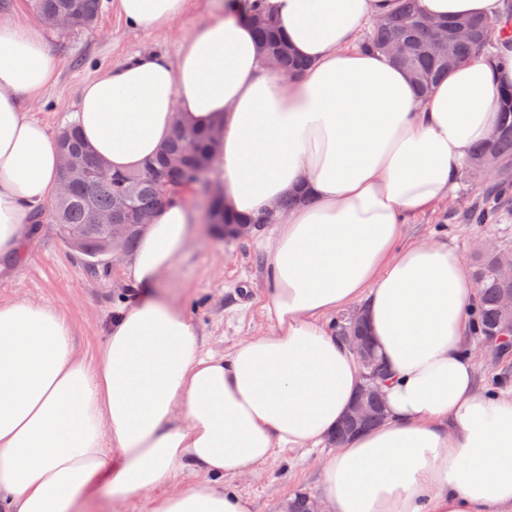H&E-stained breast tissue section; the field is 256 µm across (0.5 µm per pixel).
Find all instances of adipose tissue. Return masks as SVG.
I'll use <instances>...</instances> for the list:
<instances>
[{
    "mask_svg": "<svg viewBox=\"0 0 512 512\" xmlns=\"http://www.w3.org/2000/svg\"><path fill=\"white\" fill-rule=\"evenodd\" d=\"M186 2L113 5L154 32L183 19ZM266 2L304 71L276 76L247 21L210 18L176 60L141 53L85 82L77 123L112 171L130 172L175 121L218 122L230 211L299 197L265 246L272 331L207 353L191 318L153 297L187 246L178 199L127 259L130 290L96 363L51 304L0 303V512H76L102 488L116 503L147 495V512H251L211 481L257 475L279 449L321 447L364 382L328 322L353 306L387 370L386 418L321 459L327 512H512V386L478 379L477 285L448 245L400 243L406 217L452 197L494 131L512 65L475 55L422 99L404 69L359 43L400 0ZM420 7L494 20L506 2ZM57 73L42 31L0 18V276L57 192V141L19 98ZM188 474L206 481L178 487Z\"/></svg>",
    "mask_w": 512,
    "mask_h": 512,
    "instance_id": "obj_1",
    "label": "adipose tissue"
}]
</instances>
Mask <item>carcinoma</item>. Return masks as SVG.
Masks as SVG:
<instances>
[{
  "mask_svg": "<svg viewBox=\"0 0 512 512\" xmlns=\"http://www.w3.org/2000/svg\"><path fill=\"white\" fill-rule=\"evenodd\" d=\"M508 9L496 21L469 18L471 37L460 39L455 28L461 20H444L448 28L446 55L435 54L426 40L421 27L424 15L418 8V0H403L400 10L383 24H375L363 37L362 47L370 52L388 54L390 43L399 40L406 45L405 52L391 60L406 70L420 92L426 93L448 69L467 61L476 51L495 52L498 43L512 42V0H507ZM33 11L43 20L66 15L72 30L93 26L102 9L101 0H31ZM248 22L256 17L265 19L254 25L260 48L265 53L288 50V45L278 33L275 16L264 7V0H253L243 10ZM499 109L500 122L494 138L477 146L467 165L473 176L484 172L483 159L494 153L499 163L498 173L502 182L491 204L474 208L469 212L473 224H489L507 206L508 190L512 187V86L502 90ZM222 136L221 126L215 124L207 129L174 123L170 136L158 153L144 166L134 172H107L92 176L101 165L97 156L82 140L75 124L62 127L57 136L59 153L76 156L77 165L58 171V179L69 184L64 197L53 199L49 217L59 226L62 235L74 241L77 251L89 258H97L99 248L110 235V229L93 223L94 214L112 212V222L125 226L124 249H135L139 230L135 224L126 223V213L135 211L154 217L165 205L163 193L173 199L189 186L197 194L206 193L205 184L210 180L211 169L216 164L214 146ZM272 215L267 212L244 219L224 208V198H214L207 204L205 221L219 227L223 235H230L233 224H268ZM476 279L480 288V303L477 314L476 336L485 337L498 329L504 318L501 299L512 290V284L501 280L494 270V259L490 254L480 257L476 266Z\"/></svg>",
  "mask_w": 512,
  "mask_h": 512,
  "instance_id": "cac0c4a2",
  "label": "carcinoma"
}]
</instances>
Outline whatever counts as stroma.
I'll list each match as a JSON object with an SVG mask.
<instances>
[{"label":"stroma","instance_id":"stroma-1","mask_svg":"<svg viewBox=\"0 0 512 512\" xmlns=\"http://www.w3.org/2000/svg\"><path fill=\"white\" fill-rule=\"evenodd\" d=\"M225 0H188L185 18L158 32L130 26L104 0L90 29L61 32L46 29L48 47L59 61L54 84L39 97L25 99L29 116L51 133L70 123L77 110L82 85L118 67L130 57L153 51L177 59L193 24L214 16ZM496 181L460 173L453 199L410 216L402 228L403 243L431 238L448 244L473 264L478 242L485 237L512 252V206L501 211L497 223L472 224L469 209L484 205ZM183 199L194 215L195 232L183 254L165 273L162 295L183 308L196 325L205 350L230 353L246 337L270 327L267 306L270 288L264 276L265 254L259 237L227 240L204 224L198 199L185 191ZM17 273L0 280V302L17 297L42 301L57 308L70 323L77 349L95 362L106 341L113 312L128 291L122 264L96 259L87 263L61 234L56 224L44 222L24 248ZM319 453L301 449L276 451L254 477L228 479L252 504V512H287L295 493H318Z\"/></svg>","mask_w":512,"mask_h":512}]
</instances>
